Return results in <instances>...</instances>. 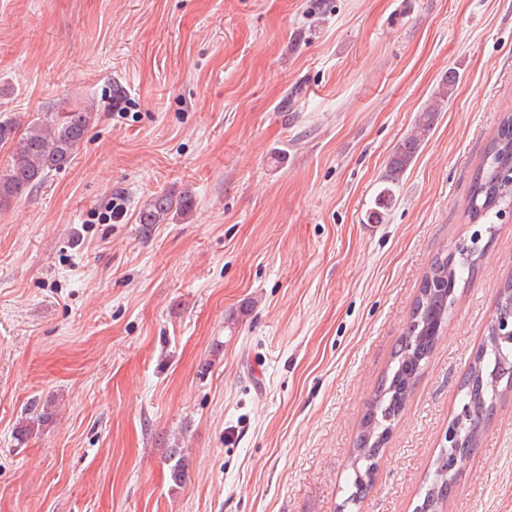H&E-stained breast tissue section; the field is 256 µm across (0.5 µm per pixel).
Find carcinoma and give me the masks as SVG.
<instances>
[{"mask_svg": "<svg viewBox=\"0 0 512 512\" xmlns=\"http://www.w3.org/2000/svg\"><path fill=\"white\" fill-rule=\"evenodd\" d=\"M457 74L448 72L418 113L411 131L392 149L384 187L377 193L369 219L381 223L395 199V191L428 140L439 114L454 93ZM94 120L93 106L70 112L52 113L29 125L20 139L16 122L0 121V144L15 142L10 161L0 170V207L41 184L49 172L70 163L84 141ZM512 112L505 113L497 131L478 165L468 196L465 213L471 224L486 225V232L495 231V220L512 208ZM191 209V198L170 193L152 196L139 210L140 224H165L174 215H185ZM482 237L475 236L465 251L450 249L436 255L425 272L419 287L406 331L399 340L392 366L378 384L360 424L352 449L351 472L345 480L344 502L354 503L368 493L375 480L378 460L393 422L401 416L413 394L457 302V288L464 276H472L483 256ZM512 306V277L497 291L496 311ZM512 389V342L487 328L484 342L476 351L468 372L460 382L461 399L467 410L465 428L453 448L440 450L426 482L421 502L442 507L454 488L453 470L466 462L477 450L479 435L496 409L502 393ZM170 478L180 486L186 479L182 450L172 448L168 454Z\"/></svg>", "mask_w": 512, "mask_h": 512, "instance_id": "obj_1", "label": "carcinoma"}]
</instances>
